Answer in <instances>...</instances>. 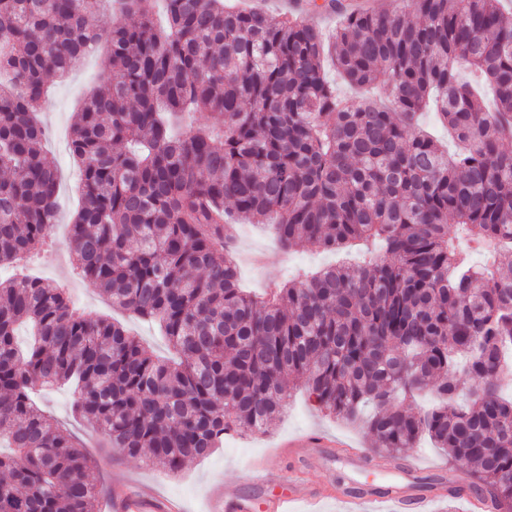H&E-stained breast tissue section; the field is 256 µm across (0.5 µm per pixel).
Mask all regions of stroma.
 <instances>
[{"instance_id": "35a3bbf8", "label": "stroma", "mask_w": 512, "mask_h": 512, "mask_svg": "<svg viewBox=\"0 0 512 512\" xmlns=\"http://www.w3.org/2000/svg\"><path fill=\"white\" fill-rule=\"evenodd\" d=\"M105 53L88 55L65 80L54 81L45 109L39 119L46 129L45 148L49 158L61 173L57 221L44 246H41L19 267L0 268V277L10 278L16 269L32 273L66 288L75 307L94 316L119 322L138 337L156 356L167 358L171 352L156 326L136 318L131 313L112 307L94 288L84 281L75 266L68 242V226L80 207L79 168L70 152L73 115L81 101L99 83L104 69ZM236 245L246 259L240 265L244 288L262 293L282 282L298 270H316L335 263L336 255L316 250L305 243L285 250L278 244L270 227L240 219L236 226ZM40 402L58 422L76 435L86 451L105 457V466L97 476L110 484L114 476H126L149 490H159L185 500L191 512H202L214 485H221L230 496L260 495L259 487L240 480V471L259 458H272L277 443L292 436L321 431L354 447L372 450V441L355 426L325 415L306 390L293 393L286 411L275 420L267 432L258 434L229 433L224 444L207 458L189 461L176 475L168 474L150 460L124 455L116 448H99L95 434L76 420L71 411L73 395L68 388L34 390Z\"/></svg>"}]
</instances>
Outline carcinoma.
I'll return each mask as SVG.
<instances>
[{
  "instance_id": "1",
  "label": "carcinoma",
  "mask_w": 512,
  "mask_h": 512,
  "mask_svg": "<svg viewBox=\"0 0 512 512\" xmlns=\"http://www.w3.org/2000/svg\"><path fill=\"white\" fill-rule=\"evenodd\" d=\"M102 0H0V267L56 222L57 168L36 112L48 85L100 45V83L76 112L83 203L69 226L82 277L112 305L159 320L180 361L120 324L77 312L40 278L0 280V512H100L97 462L35 402L74 385L73 413L170 474L229 431L264 433L303 387L331 416L366 422L394 462L429 437L512 512V16L501 0H413L365 10L324 0L314 23L224 0H114L136 21L104 33ZM331 58L360 104L336 93ZM434 112L462 145L424 129ZM212 124L178 135L186 113ZM275 221L359 264L242 287L239 217ZM27 324L33 340L16 342ZM467 382L478 392L455 404ZM427 389L437 405L411 403Z\"/></svg>"
}]
</instances>
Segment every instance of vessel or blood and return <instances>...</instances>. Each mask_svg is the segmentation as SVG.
<instances>
[{
	"label": "vessel or blood",
	"instance_id": "1",
	"mask_svg": "<svg viewBox=\"0 0 512 512\" xmlns=\"http://www.w3.org/2000/svg\"><path fill=\"white\" fill-rule=\"evenodd\" d=\"M338 445V440L309 435L281 442L277 452L284 455L304 449L303 463L320 467L334 461V450ZM389 472L398 490L389 494L388 499L395 503L398 512H425L437 493L435 489L417 486L416 477L421 473L420 468L393 466ZM245 477L269 488V496L258 502L248 497H228L218 490L210 496L209 512H293L297 504L303 505L305 512H316L317 505L327 499L326 493L304 483L295 482L289 489H281L280 470L267 463L253 464ZM105 504L106 512H185L179 498L158 491H145L128 481L114 483L105 497Z\"/></svg>",
	"mask_w": 512,
	"mask_h": 512
}]
</instances>
